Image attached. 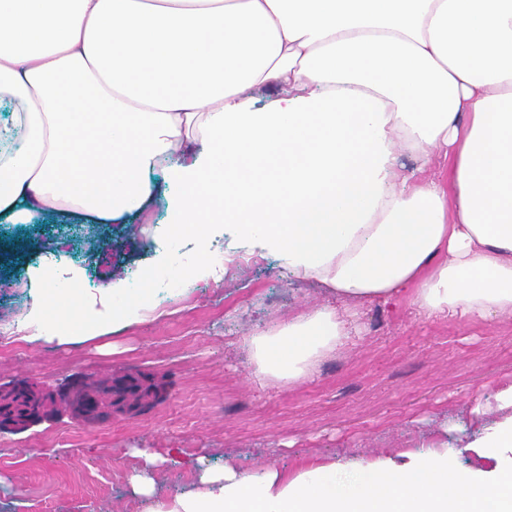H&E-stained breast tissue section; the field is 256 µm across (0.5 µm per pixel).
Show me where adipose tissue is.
Returning a JSON list of instances; mask_svg holds the SVG:
<instances>
[{
    "label": "adipose tissue",
    "mask_w": 512,
    "mask_h": 512,
    "mask_svg": "<svg viewBox=\"0 0 512 512\" xmlns=\"http://www.w3.org/2000/svg\"><path fill=\"white\" fill-rule=\"evenodd\" d=\"M271 85L281 96L256 109ZM0 102V218L116 223L161 172L171 235L232 227L326 289L246 337L257 376L304 380L350 338L342 302L512 315V0H0ZM403 151L420 167L401 173ZM434 157L446 178L426 176ZM32 276L30 345L89 342L157 307L121 277L88 292L43 264ZM474 412L488 471L433 447L292 473L201 449L195 487L163 498L139 448L129 487L144 512H512V376Z\"/></svg>",
    "instance_id": "obj_1"
}]
</instances>
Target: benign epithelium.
<instances>
[{"label": "benign epithelium", "instance_id": "obj_1", "mask_svg": "<svg viewBox=\"0 0 512 512\" xmlns=\"http://www.w3.org/2000/svg\"><path fill=\"white\" fill-rule=\"evenodd\" d=\"M164 392L163 382L156 378H119L110 372L77 373L51 391L33 379L0 382V434H18L63 415L88 425L103 424L116 409L138 411Z\"/></svg>", "mask_w": 512, "mask_h": 512}]
</instances>
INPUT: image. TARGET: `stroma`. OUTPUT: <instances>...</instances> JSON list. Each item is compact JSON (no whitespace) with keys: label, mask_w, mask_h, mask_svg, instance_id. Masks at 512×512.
Masks as SVG:
<instances>
[{"label":"stroma","mask_w":512,"mask_h":512,"mask_svg":"<svg viewBox=\"0 0 512 512\" xmlns=\"http://www.w3.org/2000/svg\"><path fill=\"white\" fill-rule=\"evenodd\" d=\"M170 215L160 201L126 224H84L43 213L0 223V327L29 301L31 267L49 242L64 241L53 264L76 269L80 287L101 288L113 268L131 281L160 258L192 264L195 245L171 248ZM211 251L224 274L162 298L144 322L74 345L0 341V380L29 377L53 387L74 373H138L165 383V399L132 416L86 427L64 416L0 437V512H142L127 476L134 448L176 460L155 471L160 495L194 480L188 453L206 448L214 462L242 469H293L314 459H374L391 451L447 444L459 467L474 464L466 436L447 425L469 421L499 379L512 373V317L488 322L425 318L408 298L347 305L354 325L341 350L322 358L304 381L256 377L245 336L324 302L318 284L293 277L276 257Z\"/></svg>","instance_id":"obj_1"}]
</instances>
